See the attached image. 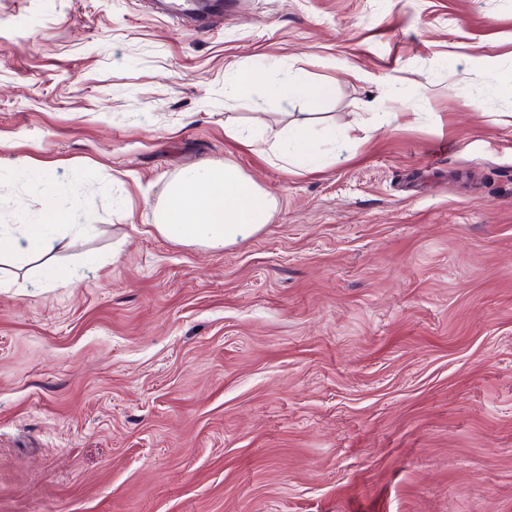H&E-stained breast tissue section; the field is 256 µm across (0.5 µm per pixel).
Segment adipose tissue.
Wrapping results in <instances>:
<instances>
[{"label": "adipose tissue", "instance_id": "adipose-tissue-1", "mask_svg": "<svg viewBox=\"0 0 512 512\" xmlns=\"http://www.w3.org/2000/svg\"><path fill=\"white\" fill-rule=\"evenodd\" d=\"M330 84H314L301 89L297 74L290 73L270 89L281 103H291L298 92H305L307 111L294 114L288 132L268 140L253 129L226 125L225 133L251 151L284 163L320 165L317 141L332 142L336 129L324 127L319 138L311 136L315 110L332 95ZM277 208V199L246 176L236 166L202 161L183 169L165 188L155 212L154 228L161 236L178 244L220 251L261 232ZM74 224L77 230L90 229V215L80 194H72L66 210L50 207L37 223L0 226V258H9L16 267L32 260H50L56 238L55 226Z\"/></svg>", "mask_w": 512, "mask_h": 512}]
</instances>
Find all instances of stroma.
I'll use <instances>...</instances> for the list:
<instances>
[{"instance_id":"35a3bbf8","label":"stroma","mask_w":512,"mask_h":512,"mask_svg":"<svg viewBox=\"0 0 512 512\" xmlns=\"http://www.w3.org/2000/svg\"><path fill=\"white\" fill-rule=\"evenodd\" d=\"M237 68L334 85L321 169L225 135L307 109ZM509 75L512 0H0V225L95 218L0 270V512H512ZM200 160L277 198L261 233H156ZM220 0L199 2L197 0H155L150 1L157 16L167 17L175 23L193 20L199 26L208 23L210 16L221 10ZM260 83L259 74L255 70L238 69L230 75V85L238 96L247 99L252 97Z\"/></svg>"}]
</instances>
